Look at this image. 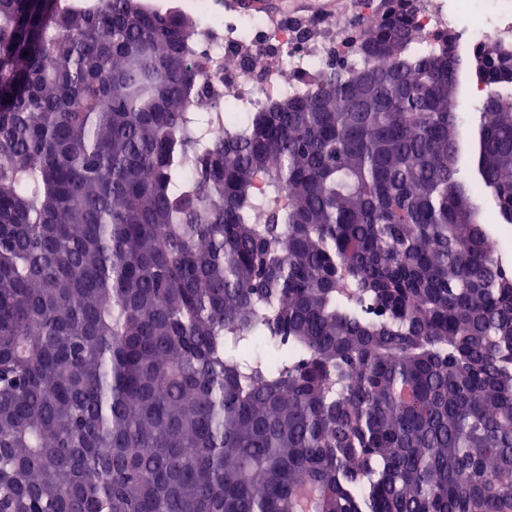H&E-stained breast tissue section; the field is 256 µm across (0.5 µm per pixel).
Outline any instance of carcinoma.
I'll use <instances>...</instances> for the list:
<instances>
[{"mask_svg": "<svg viewBox=\"0 0 512 512\" xmlns=\"http://www.w3.org/2000/svg\"><path fill=\"white\" fill-rule=\"evenodd\" d=\"M422 3L208 141L190 17L0 0V512H512V54L467 183Z\"/></svg>", "mask_w": 512, "mask_h": 512, "instance_id": "obj_1", "label": "carcinoma"}]
</instances>
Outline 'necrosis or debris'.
Segmentation results:
<instances>
[{"mask_svg":"<svg viewBox=\"0 0 512 512\" xmlns=\"http://www.w3.org/2000/svg\"><path fill=\"white\" fill-rule=\"evenodd\" d=\"M451 9L446 0H426L417 20L423 30L448 29L472 48L486 49L497 39L512 37V10L486 22L468 20L464 0ZM203 21L193 34V52L206 74L193 95L194 103L208 102L214 117L205 130L211 140L223 139L229 129H246L249 115L273 102L300 94L310 79L319 77L331 48L345 40L347 14L327 20L318 34L299 38L282 18L264 13H225L223 0H194Z\"/></svg>","mask_w":512,"mask_h":512,"instance_id":"4bbe7bcc","label":"necrosis or debris"}]
</instances>
